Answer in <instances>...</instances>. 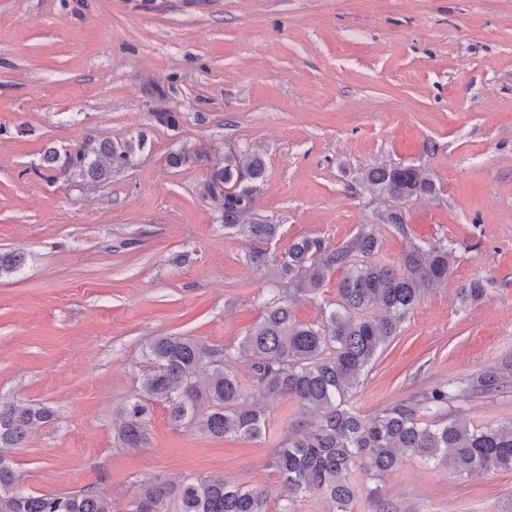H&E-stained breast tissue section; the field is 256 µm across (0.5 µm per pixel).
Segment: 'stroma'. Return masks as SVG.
Listing matches in <instances>:
<instances>
[{
    "label": "stroma",
    "instance_id": "obj_1",
    "mask_svg": "<svg viewBox=\"0 0 512 512\" xmlns=\"http://www.w3.org/2000/svg\"><path fill=\"white\" fill-rule=\"evenodd\" d=\"M89 140L134 144L132 165L94 185L44 168L45 150ZM183 149L199 161L170 164ZM230 151L266 164L254 210L280 230L265 267L204 195ZM381 162L425 165L436 194H371L359 176ZM388 209L403 230L378 225ZM373 223L386 262L443 243L454 263L349 407L370 418L512 363V0H0V252L24 256L0 276V405L53 413L11 451L21 489L93 491L129 512L145 478L216 474L265 488L279 512L268 462L310 421L300 404L268 403L266 434L246 440L176 425L157 401L135 448L122 409L149 341L238 345L285 290L273 263L289 244L336 247ZM474 280L484 295L461 302ZM336 286L293 295L296 321L319 323ZM445 411L477 427L512 418V376ZM384 493L400 512H512V471L408 454Z\"/></svg>",
    "mask_w": 512,
    "mask_h": 512
}]
</instances>
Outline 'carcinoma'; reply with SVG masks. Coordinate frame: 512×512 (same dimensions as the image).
Segmentation results:
<instances>
[{"label":"carcinoma","instance_id":"cac0c4a2","mask_svg":"<svg viewBox=\"0 0 512 512\" xmlns=\"http://www.w3.org/2000/svg\"><path fill=\"white\" fill-rule=\"evenodd\" d=\"M133 147H116L109 140L80 145L66 154L65 166L85 181L101 182L112 171L128 166ZM265 162L248 153L229 152L224 167L210 173L207 194L224 218V229L255 243H268L280 225L256 217L253 200L263 182ZM363 181L372 191L393 198L430 196L436 185L422 165H376L366 169ZM382 244L374 224H362L342 245L333 248L319 237H301L288 247L277 264L288 288L317 294L336 272V308L318 325L295 321L285 299L273 295L263 303V314L238 346L224 347V357L246 358L254 375V393L248 394L238 378L224 370L215 352L184 336H160L148 345L151 369L140 394L123 409L118 435L129 447L145 438L149 402L168 404L171 420L197 424L216 437L233 434L258 439L267 420L252 398L287 397L317 414V422L288 433L270 466L277 472L287 498L280 512H291L303 494H319L328 501V512H353L357 495L351 475L357 469L368 489L370 512H399L379 491L377 483L395 471L404 453L425 462L452 468L459 474L512 470V419L474 427L463 418H451L443 406L467 394L488 391L505 375L488 371L469 383L454 384L425 393L420 403H396L371 419L348 406L353 391L378 351L399 335L401 324L425 291L448 279L452 250L439 244L416 246L397 264L379 258ZM18 253L0 254V274L21 268ZM209 368L205 389L196 375ZM207 400L208 412L197 416V401ZM430 413V420L420 415ZM49 413L22 406L0 407V449L18 448L31 430ZM12 459L0 452V512H112L107 498L92 492L32 496L17 486ZM268 512L267 492L236 486L220 475L197 479L176 488L158 478L140 483L131 512Z\"/></svg>","mask_w":512,"mask_h":512}]
</instances>
